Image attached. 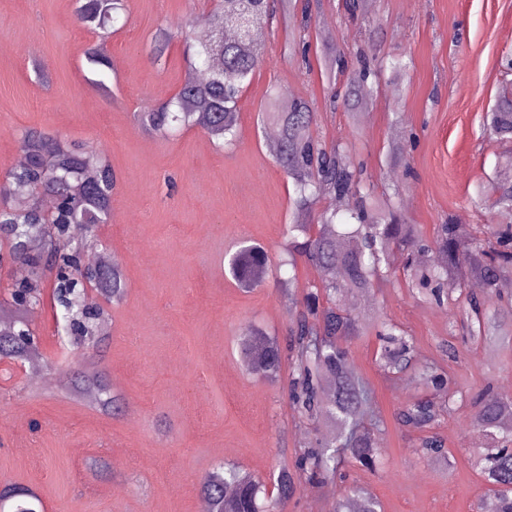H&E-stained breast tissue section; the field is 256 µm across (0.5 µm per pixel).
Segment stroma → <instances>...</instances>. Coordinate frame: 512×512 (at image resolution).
Segmentation results:
<instances>
[{
    "label": "stroma",
    "instance_id": "stroma-1",
    "mask_svg": "<svg viewBox=\"0 0 512 512\" xmlns=\"http://www.w3.org/2000/svg\"><path fill=\"white\" fill-rule=\"evenodd\" d=\"M310 3L308 62L294 53L295 18L265 26L263 63L239 100L238 144L227 150L197 128L163 138L134 120L174 93L186 69L180 30L210 0H130L107 42L106 93L83 64L95 36L78 23L75 0H0V176L14 167L30 128L99 152L117 188L111 221L96 235L129 283L121 303L103 306L110 329L95 354L124 402L120 413L68 393L83 353L55 336L52 303L34 321L41 379L29 366L0 364V482L31 489L44 512H198L199 482L218 464L266 480L329 432L294 415L287 377L259 379L240 358L247 326L287 341L308 285L321 277L301 260L291 287L271 278L246 291L227 272L226 254L239 242L263 243L276 257L289 225L313 219L296 209L293 182L273 162L261 121L269 87L308 101L314 135L348 147L424 237L439 224L472 229L512 220L480 204L512 158V143L487 131L498 95L512 89V0ZM165 34L171 41L159 71L149 57ZM324 34L352 68L362 56L401 58L403 79L375 71L372 101L358 116L330 108ZM412 133L418 144L406 165H388L389 144ZM352 312L399 324L419 359L437 362L469 392L489 382L512 390V350L449 337L447 306L411 298L403 280L374 287ZM377 347L372 339L354 343L348 359L386 420L375 439L381 468L346 464L347 483L369 488L381 512H483L490 493L470 459L479 432L469 407L436 428L449 464L422 458L419 432L394 418L419 390L412 374L379 370ZM93 456L110 462V474L89 471ZM332 503L324 482L304 479L280 512H329Z\"/></svg>",
    "mask_w": 512,
    "mask_h": 512
}]
</instances>
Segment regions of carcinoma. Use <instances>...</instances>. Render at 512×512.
<instances>
[{
  "label": "carcinoma",
  "mask_w": 512,
  "mask_h": 512,
  "mask_svg": "<svg viewBox=\"0 0 512 512\" xmlns=\"http://www.w3.org/2000/svg\"><path fill=\"white\" fill-rule=\"evenodd\" d=\"M206 17L186 22L183 42L195 58L173 97L164 105L134 114L137 125L147 133L166 135L183 127H197L212 139L235 145L239 121L240 94L260 68L262 55L257 38L264 24L275 18V0H213ZM127 10V0H76L75 15L85 28L97 33V41L84 52L91 83L108 90L112 60L106 49L114 16ZM245 14L251 18L252 34H232L222 41L214 33ZM367 65L348 73V92L343 104L353 111L368 104L372 96L367 85ZM266 118L279 129L274 148L275 163L294 181L297 207L304 210L321 197L353 200L346 230L338 229L336 211L325 210L318 225L291 224L288 228V259L294 265L298 255L327 276L306 289L287 345L251 328L240 339V350L250 373L273 381L289 369V399L293 412L307 420L319 418L332 431L317 446L305 449L294 469L281 468L277 491L238 465L226 462L208 472L201 491L211 512H275L296 488L297 474L336 480L341 454L349 453L360 466L373 470L379 449L375 434L385 428L375 396L369 385L348 367L347 345L375 336L376 357L386 374L413 372L419 385L444 400V405L417 397L398 408L396 419L408 429L426 432L420 447L424 455L448 461L445 440L432 432L440 418L470 404L472 424L492 441V446L472 448L475 464L491 484H512V392L487 386L472 396L458 385L444 368L434 362L415 359L412 337L386 318L360 322L344 303L347 295H365L377 283L394 274L393 264L402 266L407 287L418 297H430L438 304L448 302L461 309L468 336L488 346L512 339V292L501 290V281L512 277V224H488L472 233L458 224L438 225L431 243L424 244L415 224L405 223L396 205L374 195L372 176L355 165L342 146L326 149L311 134L314 112L302 99L288 109L277 108L279 93L268 95ZM490 131L500 140L512 141V96L500 98L490 117ZM416 143L389 147V163L404 161ZM23 165L5 172L7 193L0 196V247L13 262L29 267L28 278L18 287L40 292L44 275L37 245L51 246L53 264L59 269L52 299L62 324L57 335L85 350H95L101 317L99 300L120 302L128 284L120 266L103 269L93 283L95 296L89 298L76 285L80 272V249L69 248L72 225L93 231L97 224L111 220L115 176L100 157L37 129L22 134ZM53 207H44V199ZM491 207L512 211V161L495 187ZM272 267V257L261 244H242L228 258V273L242 288L261 283ZM476 281L479 288L469 287ZM19 319L0 327V361L24 363L31 359L28 345L14 337ZM335 384V395L322 398L324 383ZM81 393L94 389L101 395L99 405L117 409L119 399L111 395L104 373L93 363L75 379ZM10 503L12 512H37V497L30 491L6 484L0 499ZM357 500L361 512H378L379 503L366 488L355 486L336 491L333 512H344L346 501Z\"/></svg>",
  "instance_id": "obj_1"
}]
</instances>
